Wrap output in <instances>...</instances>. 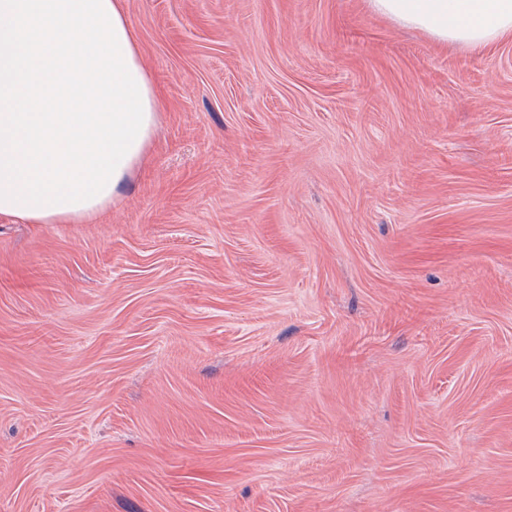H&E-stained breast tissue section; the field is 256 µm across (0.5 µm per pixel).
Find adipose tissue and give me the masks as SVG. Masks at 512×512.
<instances>
[{"mask_svg": "<svg viewBox=\"0 0 512 512\" xmlns=\"http://www.w3.org/2000/svg\"><path fill=\"white\" fill-rule=\"evenodd\" d=\"M125 0H0V215L83 224L142 162L160 104ZM437 42L512 38V0H366Z\"/></svg>", "mask_w": 512, "mask_h": 512, "instance_id": "obj_1", "label": "adipose tissue"}]
</instances>
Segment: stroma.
<instances>
[{
    "label": "stroma",
    "instance_id": "35a3bbf8",
    "mask_svg": "<svg viewBox=\"0 0 512 512\" xmlns=\"http://www.w3.org/2000/svg\"><path fill=\"white\" fill-rule=\"evenodd\" d=\"M125 8L146 161L0 217V512H512V39Z\"/></svg>",
    "mask_w": 512,
    "mask_h": 512
}]
</instances>
